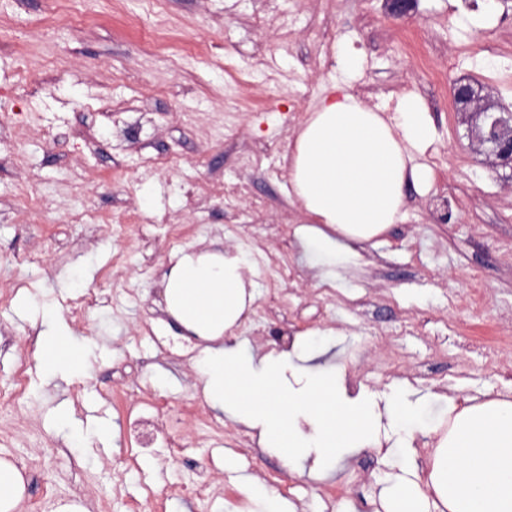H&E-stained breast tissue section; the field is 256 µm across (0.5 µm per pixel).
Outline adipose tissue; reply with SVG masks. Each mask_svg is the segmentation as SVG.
I'll return each instance as SVG.
<instances>
[{
  "label": "adipose tissue",
  "mask_w": 512,
  "mask_h": 512,
  "mask_svg": "<svg viewBox=\"0 0 512 512\" xmlns=\"http://www.w3.org/2000/svg\"><path fill=\"white\" fill-rule=\"evenodd\" d=\"M435 140L422 102L408 95L394 116L341 92L324 97L288 145L292 194L305 216L294 234L311 269L326 278L358 265L405 206V188L430 186L416 162ZM247 252L173 254L162 280L165 310L203 343L194 361L204 399L275 451L289 470L326 474L348 454L384 448L383 512H512V399L462 404L405 387L378 396L350 391L343 364L318 365L341 333L314 329L287 350L254 351L234 336L255 301ZM37 335L47 379L80 376L94 353L74 343L60 308L44 302ZM437 442L428 480L419 477L418 436Z\"/></svg>",
  "instance_id": "1"
}]
</instances>
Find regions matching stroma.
Masks as SVG:
<instances>
[{"mask_svg":"<svg viewBox=\"0 0 512 512\" xmlns=\"http://www.w3.org/2000/svg\"><path fill=\"white\" fill-rule=\"evenodd\" d=\"M345 47L360 65L338 84L389 114L417 96L437 140L423 157L432 185L407 186L401 221L330 283L294 235L284 155ZM510 48L512 0H417L405 20L386 0H75L64 13L54 0H0V290L10 293L0 302V458L23 474L18 512H55L76 496L89 512H242L248 477L295 512L330 486L354 512H374L377 449L332 475H301L207 406L197 338L165 341L161 279L188 246L252 254L256 299L238 334L253 343L281 348L295 333L341 328L324 359L350 363L353 385L512 396V167L488 166L472 148L451 93L465 78L512 109ZM27 192L47 209L25 210ZM84 210L126 221H71ZM32 253L43 263L27 262ZM84 265L96 305L78 319L59 276ZM41 293L75 340L97 345L86 373L56 388L43 384L41 315L15 313ZM21 364L26 391L4 399ZM155 401L172 405L158 425L178 447L127 438L128 417ZM61 404L66 426L54 417ZM96 425L111 439L70 444L71 429ZM201 478L210 496L190 497Z\"/></svg>","mask_w":512,"mask_h":512,"instance_id":"obj_1","label":"stroma"}]
</instances>
